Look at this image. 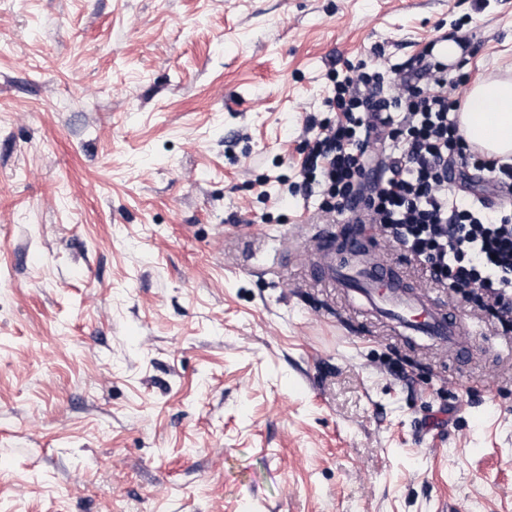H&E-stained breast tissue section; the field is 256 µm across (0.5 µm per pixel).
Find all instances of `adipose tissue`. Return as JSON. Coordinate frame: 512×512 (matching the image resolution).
I'll return each mask as SVG.
<instances>
[{
  "label": "adipose tissue",
  "instance_id": "ef3b65f1",
  "mask_svg": "<svg viewBox=\"0 0 512 512\" xmlns=\"http://www.w3.org/2000/svg\"><path fill=\"white\" fill-rule=\"evenodd\" d=\"M464 115L460 130L468 142L486 139L495 133L494 141H488L491 155H512V79H480L467 90L463 106Z\"/></svg>",
  "mask_w": 512,
  "mask_h": 512
}]
</instances>
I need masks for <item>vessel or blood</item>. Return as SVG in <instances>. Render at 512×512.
<instances>
[{
    "instance_id": "1",
    "label": "vessel or blood",
    "mask_w": 512,
    "mask_h": 512,
    "mask_svg": "<svg viewBox=\"0 0 512 512\" xmlns=\"http://www.w3.org/2000/svg\"><path fill=\"white\" fill-rule=\"evenodd\" d=\"M334 238V231L327 226L314 235L320 253L317 277L322 283L357 297L363 304L362 314L391 335L424 337L448 347L459 362L471 359L474 346L465 340L467 324L448 310L443 299L410 291L406 273L391 263L337 262Z\"/></svg>"
}]
</instances>
